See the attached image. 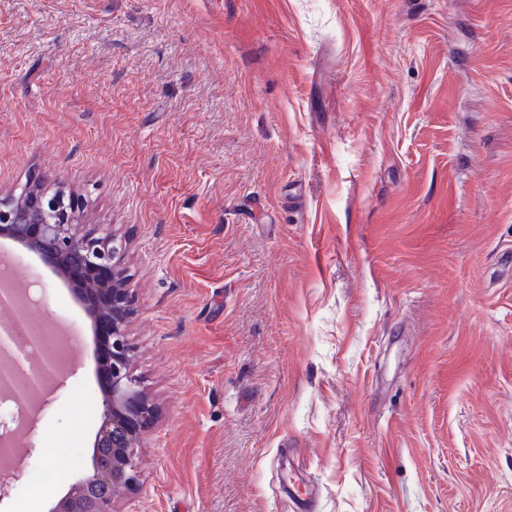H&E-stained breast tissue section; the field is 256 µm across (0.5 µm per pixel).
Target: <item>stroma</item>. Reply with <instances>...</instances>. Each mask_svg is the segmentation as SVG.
I'll use <instances>...</instances> for the list:
<instances>
[{
	"instance_id": "stroma-1",
	"label": "stroma",
	"mask_w": 512,
	"mask_h": 512,
	"mask_svg": "<svg viewBox=\"0 0 512 512\" xmlns=\"http://www.w3.org/2000/svg\"><path fill=\"white\" fill-rule=\"evenodd\" d=\"M127 240L156 406L117 512H512V0H0V192ZM0 512L92 471L91 320ZM301 477L307 509L288 498Z\"/></svg>"
}]
</instances>
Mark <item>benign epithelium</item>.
<instances>
[{
	"instance_id": "benign-epithelium-1",
	"label": "benign epithelium",
	"mask_w": 512,
	"mask_h": 512,
	"mask_svg": "<svg viewBox=\"0 0 512 512\" xmlns=\"http://www.w3.org/2000/svg\"><path fill=\"white\" fill-rule=\"evenodd\" d=\"M78 207L73 196L51 194L39 184L27 183L17 194L0 193V235L36 252L82 288L105 351L100 365L104 412L94 444L93 470L70 488L53 512H116V499L137 485L139 451L154 406L131 368L127 241L107 228L77 223ZM15 344L12 330L1 327L0 377L4 383L0 392L21 406L28 394L19 379L31 385L36 379L13 353ZM18 476L16 466L0 470V500L9 495Z\"/></svg>"
}]
</instances>
